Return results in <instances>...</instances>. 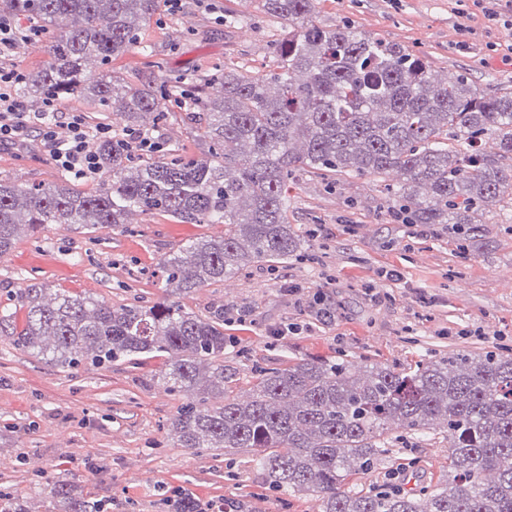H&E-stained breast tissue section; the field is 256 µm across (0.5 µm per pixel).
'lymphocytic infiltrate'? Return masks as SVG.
Returning a JSON list of instances; mask_svg holds the SVG:
<instances>
[{"label":"lymphocytic infiltrate","mask_w":512,"mask_h":512,"mask_svg":"<svg viewBox=\"0 0 512 512\" xmlns=\"http://www.w3.org/2000/svg\"><path fill=\"white\" fill-rule=\"evenodd\" d=\"M26 79V72L17 66H0V146L23 143L30 135H37L57 165L77 180L100 173V145L115 142L133 156L160 151V142L148 133L129 130L116 138L111 126L89 127L84 113L60 114L53 96L44 99L41 111H28L17 93Z\"/></svg>","instance_id":"obj_1"}]
</instances>
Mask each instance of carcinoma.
I'll return each instance as SVG.
<instances>
[{
    "label": "carcinoma",
    "instance_id": "carcinoma-1",
    "mask_svg": "<svg viewBox=\"0 0 512 512\" xmlns=\"http://www.w3.org/2000/svg\"><path fill=\"white\" fill-rule=\"evenodd\" d=\"M288 37L268 74L224 71L218 95L203 100L211 159L135 163L103 145L105 176L91 192L67 185L0 180V255L42 224L118 227L135 209L181 223L222 224L168 255L165 286L185 296L258 263L297 255L288 224V182L298 168L323 176L399 177L383 190L411 224H452L469 235L475 215L512 196V90L479 91L465 73L434 84L408 48L350 24L315 23V0H261ZM15 14L61 30L50 61L19 95H81L129 128L157 123L155 91L132 89L102 70L138 43L157 0H5ZM466 143L461 150L456 143ZM23 289L27 309L16 345L60 368L173 357L157 382L188 392L169 425L183 448H247L269 479L322 498V512H512V354L457 353L395 370L347 361L296 362L261 371L239 400L225 386L224 311L209 316L171 302L109 306L92 297ZM441 431L448 481L416 493L343 491L368 477L395 441ZM52 512H108L66 478L49 491Z\"/></svg>",
    "mask_w": 512,
    "mask_h": 512
}]
</instances>
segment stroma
I'll return each instance as SVG.
<instances>
[{
	"label": "stroma",
	"instance_id": "35a3bbf8",
	"mask_svg": "<svg viewBox=\"0 0 512 512\" xmlns=\"http://www.w3.org/2000/svg\"><path fill=\"white\" fill-rule=\"evenodd\" d=\"M314 20L342 22L417 53L437 81L469 72L494 93L512 85V9L488 20L473 0H316ZM285 33L260 0H183L159 5L137 45L113 59L112 78L154 89L162 117L150 132L161 143L154 160L208 154L209 141L191 119L210 82L225 70H276ZM72 184L38 140L0 148V180ZM126 227L75 229L44 224L23 233L0 256V491L30 512H50L48 486L64 477L111 512H174L181 493L203 512L226 501L243 512H321L314 496L271 490L245 451L178 445L168 425L187 399L157 383L162 357L84 364L63 370L14 343L26 316L19 294L32 284L92 296L112 307L152 305L174 297L161 262L189 240L223 234L220 224H185L134 211ZM288 222L303 236L297 256L258 264L242 276L182 297L188 311L247 312L225 324L231 342L224 374L240 399L253 394L259 371L303 359H347L403 368L422 359L496 350L512 353V201L483 215L478 237L459 243L444 224H404L373 175L323 177L296 170L288 191ZM295 293H288V286ZM323 294V306L312 303ZM298 332H287L289 324ZM443 432L425 439L401 434L378 469L345 486L361 490L388 481L408 492L448 478Z\"/></svg>",
	"mask_w": 512,
	"mask_h": 512
}]
</instances>
